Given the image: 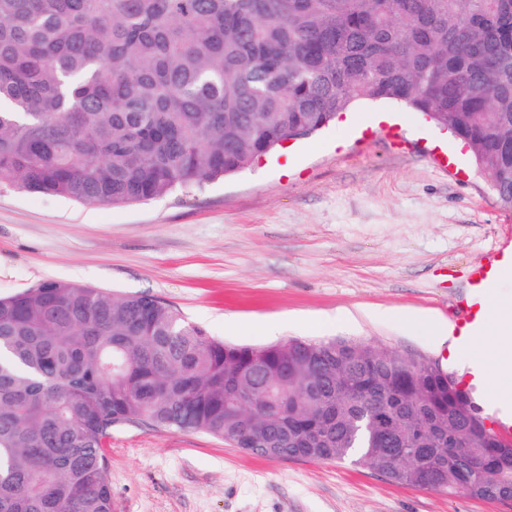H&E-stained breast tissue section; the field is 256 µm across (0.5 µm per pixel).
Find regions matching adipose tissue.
Masks as SVG:
<instances>
[{"mask_svg": "<svg viewBox=\"0 0 512 512\" xmlns=\"http://www.w3.org/2000/svg\"><path fill=\"white\" fill-rule=\"evenodd\" d=\"M487 318L481 331L467 340L453 339L447 320L418 316L411 324L418 332L449 346L450 353H466L473 369L482 371L501 405L512 404V305L499 301L486 305Z\"/></svg>", "mask_w": 512, "mask_h": 512, "instance_id": "1", "label": "adipose tissue"}]
</instances>
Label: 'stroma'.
<instances>
[{"mask_svg":"<svg viewBox=\"0 0 512 512\" xmlns=\"http://www.w3.org/2000/svg\"><path fill=\"white\" fill-rule=\"evenodd\" d=\"M397 126L368 139L378 116ZM352 133H344V122ZM200 190L127 207L0 187V296L47 279L148 294L227 342H373L456 372L399 316L448 317L472 264L512 246V208L448 131L391 101ZM453 158L433 160V147ZM112 512H512L348 462L266 458L195 431L122 425Z\"/></svg>","mask_w":512,"mask_h":512,"instance_id":"stroma-1","label":"stroma"}]
</instances>
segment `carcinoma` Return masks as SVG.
<instances>
[{
	"label": "carcinoma",
	"mask_w": 512,
	"mask_h": 512,
	"mask_svg": "<svg viewBox=\"0 0 512 512\" xmlns=\"http://www.w3.org/2000/svg\"><path fill=\"white\" fill-rule=\"evenodd\" d=\"M379 99L447 126L512 207V0H0V185L144 203ZM144 422L512 501V443L426 360L228 343L63 280L0 297V512H112L105 441Z\"/></svg>",
	"instance_id": "cac0c4a2"
}]
</instances>
